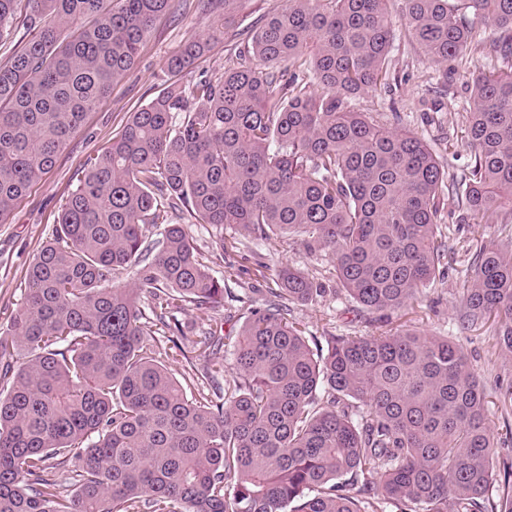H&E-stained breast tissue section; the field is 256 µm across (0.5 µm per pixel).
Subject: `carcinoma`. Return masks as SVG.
I'll list each match as a JSON object with an SVG mask.
<instances>
[{"label": "carcinoma", "mask_w": 512, "mask_h": 512, "mask_svg": "<svg viewBox=\"0 0 512 512\" xmlns=\"http://www.w3.org/2000/svg\"><path fill=\"white\" fill-rule=\"evenodd\" d=\"M184 2L218 4L227 20L240 0ZM285 2L252 34L256 63L238 56L220 76L159 94L87 161L0 336V512H377L381 500L399 512H512L511 490L493 498L498 444L463 349L415 329L313 348L291 306L326 288L301 270L281 269L250 311L224 391L193 397L157 360L184 336L185 306L224 303L185 223L215 228L221 245L226 224L253 239L302 235L370 311L400 308L444 275L448 173L417 134L349 109L390 87L392 0ZM400 2L430 61L484 54L477 22L512 58V0ZM171 4L0 0V42L13 41L19 13L27 37L0 63L1 224ZM210 49L196 38L166 68L187 70ZM467 119L458 205L488 224L512 211V65L477 71ZM466 251L458 322L512 364V235ZM222 345L210 323L180 352ZM358 482L359 495L346 493Z\"/></svg>", "instance_id": "cac0c4a2"}]
</instances>
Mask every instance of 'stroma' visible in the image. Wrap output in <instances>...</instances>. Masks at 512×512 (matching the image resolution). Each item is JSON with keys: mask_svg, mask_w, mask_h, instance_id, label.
Returning <instances> with one entry per match:
<instances>
[{"mask_svg": "<svg viewBox=\"0 0 512 512\" xmlns=\"http://www.w3.org/2000/svg\"><path fill=\"white\" fill-rule=\"evenodd\" d=\"M281 3L282 0H242L233 20L224 28L222 41L214 45L200 69L178 77L165 72L166 57L192 38L206 35L213 16L176 9L154 23L133 68L113 85L95 111L86 114L54 167L18 200L7 223L0 224V332L9 328L23 298L26 272L49 240L65 200L82 176L86 160L111 143L131 112L174 81L193 80L203 71L223 73L228 52L244 47L239 32L251 28ZM392 17L390 86L352 97L350 107L367 113L386 128L414 132L427 142L448 173V191L440 219L446 236L484 245L499 242L512 229L511 213L500 215L495 224H472L463 220L457 208V195L463 189L470 162L465 146L466 103L472 93L469 68L457 64L445 87L438 89L426 83L424 73L441 75L444 65L429 62L408 39L400 5H393ZM186 230L197 244L203 263L215 277L223 279L226 292L223 307L214 314L195 309L181 314L185 334L198 332L206 327L208 318L215 317L223 320L225 335H236L250 309L266 299L280 269L294 267L324 280L327 288L317 303L293 309L295 318L308 333L318 335L327 328L336 336H374L415 328L458 341L485 386L491 426L498 429L512 424V412L505 410L495 391L496 381L512 380V366L495 360L487 337L461 330L455 317L454 306L472 273L468 256L457 254L444 280L421 289L403 307L379 313L363 309L345 294L336 292L335 283L329 278L328 253L308 251L299 238L273 234L267 240L253 243L236 227L228 225L219 241L208 225L190 224Z\"/></svg>", "mask_w": 512, "mask_h": 512, "instance_id": "1", "label": "stroma"}]
</instances>
